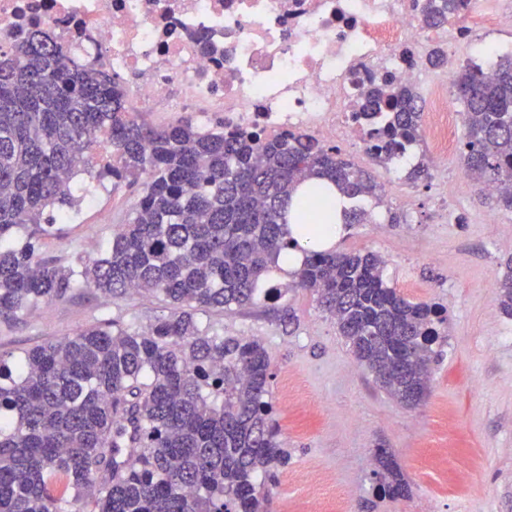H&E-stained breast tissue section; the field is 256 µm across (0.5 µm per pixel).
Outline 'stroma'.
<instances>
[{
  "mask_svg": "<svg viewBox=\"0 0 512 512\" xmlns=\"http://www.w3.org/2000/svg\"><path fill=\"white\" fill-rule=\"evenodd\" d=\"M463 150L459 142L447 158H427L429 176L417 182L407 173L426 158L425 147L387 165L365 152H345L372 171L386 205L376 208L372 223L352 225L337 249L377 252L390 287L448 314L434 346L430 393L418 406L400 404L358 366L308 291L285 297L297 317L290 334L269 302L200 313L215 332L260 339L269 356L288 463L269 489L266 512H325L331 502L336 512H512V318L500 310L496 290L512 257V210L478 203ZM76 192L94 202L44 240V256H100L136 202L109 177L77 180ZM389 208L404 223H386ZM488 214L495 225L485 224ZM169 311L166 301L147 294L105 297L82 288L0 323V353L16 355L112 320L145 328ZM378 448L399 464L408 497L379 494L372 461Z\"/></svg>",
  "mask_w": 512,
  "mask_h": 512,
  "instance_id": "1",
  "label": "stroma"
}]
</instances>
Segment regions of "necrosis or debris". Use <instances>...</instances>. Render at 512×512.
<instances>
[{
    "label": "necrosis or debris",
    "mask_w": 512,
    "mask_h": 512,
    "mask_svg": "<svg viewBox=\"0 0 512 512\" xmlns=\"http://www.w3.org/2000/svg\"><path fill=\"white\" fill-rule=\"evenodd\" d=\"M428 0H0V59L27 31L58 42L71 68L105 70L138 112H190L225 133L305 135L370 148L380 115L357 112L373 89L430 79L427 48L456 63L478 29L512 21L503 0H458L427 29ZM424 140L453 150L456 114L433 81Z\"/></svg>",
    "instance_id": "4bbe7bcc"
}]
</instances>
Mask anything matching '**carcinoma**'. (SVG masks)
I'll return each mask as SVG.
<instances>
[{
    "instance_id": "1",
    "label": "carcinoma",
    "mask_w": 512,
    "mask_h": 512,
    "mask_svg": "<svg viewBox=\"0 0 512 512\" xmlns=\"http://www.w3.org/2000/svg\"><path fill=\"white\" fill-rule=\"evenodd\" d=\"M430 5L422 23L448 22ZM0 62V321L76 288L105 296L154 294L171 311L146 330L116 321L0 358V512H263L258 478L288 462L270 393V361L255 338L224 337L200 311L278 301L294 288L318 296L356 360L408 406L430 389L432 345L445 310L387 286L374 252H313L287 284L263 290L298 224H315L331 187L382 203V187L334 149L304 137L224 136L189 116L163 126L140 118L118 83L73 70L62 48L33 30ZM453 84L464 105L465 173L495 182L512 209V55L491 77L467 67ZM419 96L409 85L368 97L385 112L376 161L421 141ZM102 130L115 165L103 172L139 199L98 259L46 258L40 241L73 202L70 172L91 159ZM327 179L331 185L320 183ZM498 299L512 317V260ZM380 494L409 495L384 448L374 452Z\"/></svg>"
}]
</instances>
